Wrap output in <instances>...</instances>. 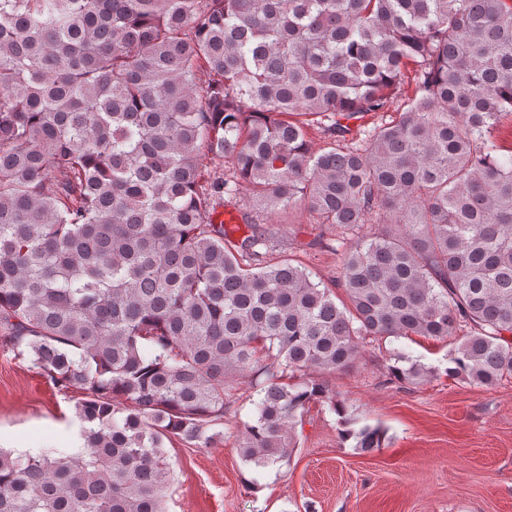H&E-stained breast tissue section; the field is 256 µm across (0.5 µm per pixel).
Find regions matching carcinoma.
Listing matches in <instances>:
<instances>
[{
  "mask_svg": "<svg viewBox=\"0 0 512 512\" xmlns=\"http://www.w3.org/2000/svg\"><path fill=\"white\" fill-rule=\"evenodd\" d=\"M510 115L512 0H0V345L81 394L83 439L0 448V512H165L166 442L213 443L247 376L253 473L313 403L371 453L386 429L313 377L368 339L460 331L448 377H511ZM244 186L336 229L331 285L251 267L270 228L211 219Z\"/></svg>",
  "mask_w": 512,
  "mask_h": 512,
  "instance_id": "cac0c4a2",
  "label": "carcinoma"
}]
</instances>
